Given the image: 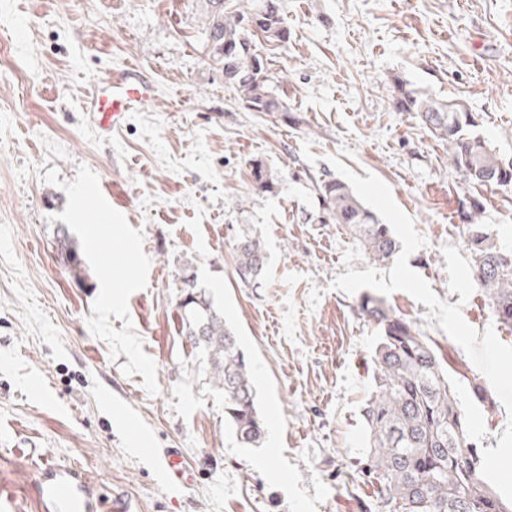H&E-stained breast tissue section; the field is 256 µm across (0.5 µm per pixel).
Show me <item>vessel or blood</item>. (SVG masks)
Listing matches in <instances>:
<instances>
[{"instance_id":"vessel-or-blood-1","label":"vessel or blood","mask_w":512,"mask_h":512,"mask_svg":"<svg viewBox=\"0 0 512 512\" xmlns=\"http://www.w3.org/2000/svg\"><path fill=\"white\" fill-rule=\"evenodd\" d=\"M154 95V84L129 68L110 78L95 80L86 109L93 112L99 129L108 132L120 127L127 113L140 111ZM38 494L48 512H85L87 508L85 486L75 482L71 470L58 466L45 469Z\"/></svg>"}]
</instances>
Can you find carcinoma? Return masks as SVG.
I'll return each instance as SVG.
<instances>
[{
	"label": "carcinoma",
	"instance_id": "cac0c4a2",
	"mask_svg": "<svg viewBox=\"0 0 512 512\" xmlns=\"http://www.w3.org/2000/svg\"><path fill=\"white\" fill-rule=\"evenodd\" d=\"M232 11L224 0H205L202 37L212 59L221 66L224 83L235 89L254 112H286L288 106L270 88L267 59L253 37L270 43L288 42L282 0H246ZM396 107L412 112L438 139L448 142V161L464 181L478 186L512 185V160L491 148L474 132L475 117L453 100L440 102L415 90L399 88ZM255 188L270 193L277 179L262 161L252 167ZM323 213L332 224L350 230L375 263L387 262L398 243L388 225L376 216L341 181L316 184ZM466 244L472 255L471 279L481 289L498 322L512 329V252L498 248L481 225L466 214ZM57 235L74 272L80 259L72 249L68 229ZM265 265L260 240L246 236L236 248L235 274L243 284L256 282ZM187 300L179 304L184 335L204 358L210 383L224 392V419L245 446L260 443L265 422L255 404L250 365L238 348L224 312L184 281ZM359 311L380 330L374 352V390L365 407L368 429L367 470L379 483V498L388 512H512V502L499 496L471 466L477 449L464 414L459 410L448 371L432 346L412 325L387 308L384 301L366 295Z\"/></svg>",
	"mask_w": 512,
	"mask_h": 512
}]
</instances>
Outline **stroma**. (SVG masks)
<instances>
[{"instance_id": "35a3bbf8", "label": "stroma", "mask_w": 512, "mask_h": 512, "mask_svg": "<svg viewBox=\"0 0 512 512\" xmlns=\"http://www.w3.org/2000/svg\"><path fill=\"white\" fill-rule=\"evenodd\" d=\"M282 3L287 43L255 44L288 110L265 113L210 59L204 0H0V482L16 512H43L47 462L81 473L89 512L119 497L131 512H386L360 467L380 336L365 295L434 348L485 480L512 499V331L472 285L465 244L471 211L512 250V187L466 183L395 107L403 87L458 101L512 158V0ZM129 65L158 94L101 132L83 101ZM256 159L275 192L254 189ZM327 178L389 225L387 264L325 220ZM245 235L266 251L255 288L234 272ZM188 276L249 362L259 446L238 443L182 333ZM476 376L492 405L473 400Z\"/></svg>"}]
</instances>
